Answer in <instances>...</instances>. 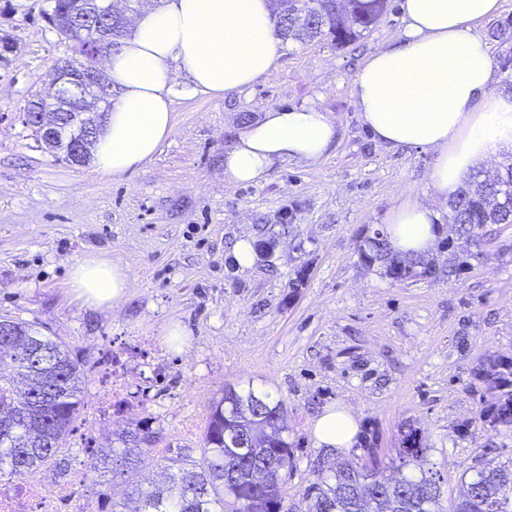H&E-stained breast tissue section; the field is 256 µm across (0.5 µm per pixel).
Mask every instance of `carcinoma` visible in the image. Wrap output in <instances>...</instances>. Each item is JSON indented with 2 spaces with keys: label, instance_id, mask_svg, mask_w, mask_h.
<instances>
[{
  "label": "carcinoma",
  "instance_id": "cac0c4a2",
  "mask_svg": "<svg viewBox=\"0 0 512 512\" xmlns=\"http://www.w3.org/2000/svg\"><path fill=\"white\" fill-rule=\"evenodd\" d=\"M47 18L57 33L78 48L87 27L78 13L89 0H53ZM385 0H320L303 15L288 2V12L272 17L285 40L300 43L329 38L346 45L373 26ZM487 224H512V162L493 172L479 171L448 201V245L476 243ZM361 253L366 262L384 263L396 280L431 273L418 257L392 253L384 233L377 231ZM13 335L1 336L9 357L0 360V417L14 423L8 441L0 442V481L21 480L36 472L60 450L83 405L86 376L62 342L43 336L28 324H12ZM44 345L34 360L28 349ZM288 411L283 399L269 391L224 389L212 402L200 457L181 452L162 457L164 483L144 486L139 472L153 461L149 450L159 431L144 418H127L112 432V448L98 455L92 469L111 473L120 467L127 492L112 498L110 512H288L284 509L282 475L293 469L288 443ZM424 449L412 442L400 452L389 477L376 461L354 467L341 464L317 472L308 487V512H442L440 478L424 467ZM253 472L264 475L251 482ZM454 512H512V461L488 462L461 479Z\"/></svg>",
  "mask_w": 512,
  "mask_h": 512
}]
</instances>
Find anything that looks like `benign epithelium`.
<instances>
[{
    "label": "benign epithelium",
    "instance_id": "7a95c632",
    "mask_svg": "<svg viewBox=\"0 0 512 512\" xmlns=\"http://www.w3.org/2000/svg\"><path fill=\"white\" fill-rule=\"evenodd\" d=\"M93 10L104 18L78 52L79 63L56 72L51 91L37 99L24 113L25 124L39 130L45 145L64 138L67 148L63 158L81 165L103 112L100 103L112 97V87L105 80L98 60L112 43V21L127 23V12L117 8L114 0H94Z\"/></svg>",
    "mask_w": 512,
    "mask_h": 512
}]
</instances>
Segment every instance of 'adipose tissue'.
<instances>
[{"label":"adipose tissue","mask_w":512,"mask_h":512,"mask_svg":"<svg viewBox=\"0 0 512 512\" xmlns=\"http://www.w3.org/2000/svg\"><path fill=\"white\" fill-rule=\"evenodd\" d=\"M500 7V0H402L398 41L372 52L353 78L359 119L373 140L435 152L429 181L445 197L480 163L512 150V94L494 91L489 46L479 33ZM285 48L269 0H163L143 12L105 60L117 95L93 148L97 172L117 176L151 160L172 132L177 95L251 88ZM337 139L335 120L317 107L267 109L225 152L224 177L259 183L277 162H319ZM438 220L428 205L401 202L388 217L393 250L426 255ZM70 283L84 303L104 307L123 298L129 276L119 264L87 258L73 266ZM311 431L318 446L343 449L359 425L349 408L332 406Z\"/></svg>","instance_id":"ef3b65f1"}]
</instances>
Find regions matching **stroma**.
<instances>
[{"mask_svg": "<svg viewBox=\"0 0 512 512\" xmlns=\"http://www.w3.org/2000/svg\"><path fill=\"white\" fill-rule=\"evenodd\" d=\"M401 0L356 41L291 44L252 88L176 99L158 154L120 176L54 156L22 122L47 93L69 43L46 21L51 0H0V319L64 342L87 379L84 404L61 453L39 471L68 480L109 447L125 417L150 419L168 448L199 455L209 405L225 384L281 397L294 468L288 512H307L314 472L337 462H398L415 433L451 506L470 468L512 461V426L479 422L512 385V224H489L467 252L440 238L431 277L394 280L361 250L404 198L439 216L448 201L429 183L432 151L376 143L359 121L352 79L365 58L399 38ZM313 104L338 127L316 165L280 162L256 185L224 179V152L270 107ZM258 254L246 271L234 243ZM120 264L130 285L109 307L70 286L79 261ZM188 334L168 347L169 324ZM133 388L112 392L113 373ZM359 422L348 449L318 447L310 430L326 407Z\"/></svg>", "mask_w": 512, "mask_h": 512, "instance_id": "1", "label": "stroma"}]
</instances>
